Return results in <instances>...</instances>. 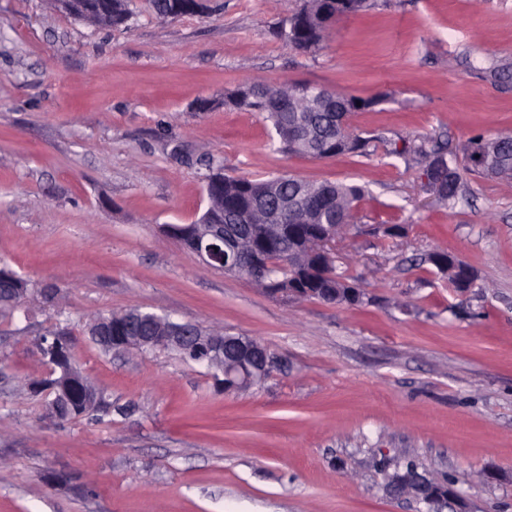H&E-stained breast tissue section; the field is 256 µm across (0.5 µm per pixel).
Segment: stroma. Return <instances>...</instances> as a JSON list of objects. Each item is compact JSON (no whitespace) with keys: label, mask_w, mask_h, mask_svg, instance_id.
<instances>
[{"label":"stroma","mask_w":512,"mask_h":512,"mask_svg":"<svg viewBox=\"0 0 512 512\" xmlns=\"http://www.w3.org/2000/svg\"><path fill=\"white\" fill-rule=\"evenodd\" d=\"M370 2L302 53L275 31L305 0L173 19L133 0L114 28L0 0V266L29 284L0 312V512H432L387 488L409 462L473 512H512V181L469 175L448 204L398 152L423 139L459 162L470 138L512 134V0ZM246 82L371 100L349 117L369 155L280 152L262 115L224 105ZM219 167L364 187L335 242L362 302L272 296L164 234L206 210ZM437 250L471 288L451 287ZM132 308L254 339L278 366L227 391L83 328ZM55 326L112 405L102 421L50 418L32 390Z\"/></svg>","instance_id":"1"}]
</instances>
